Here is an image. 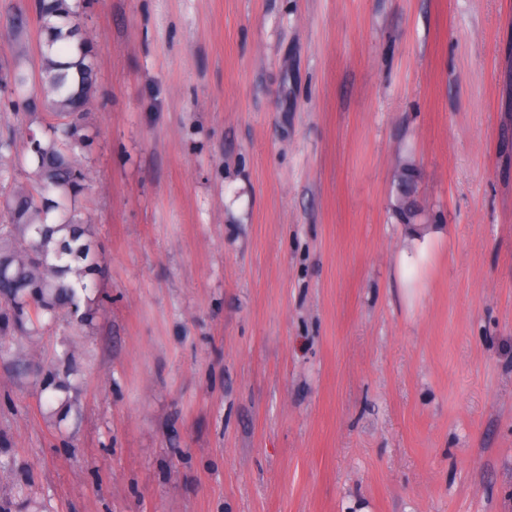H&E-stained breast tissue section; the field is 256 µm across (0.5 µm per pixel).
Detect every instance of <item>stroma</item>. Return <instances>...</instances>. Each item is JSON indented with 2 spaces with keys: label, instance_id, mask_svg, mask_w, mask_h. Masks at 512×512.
<instances>
[{
  "label": "stroma",
  "instance_id": "stroma-1",
  "mask_svg": "<svg viewBox=\"0 0 512 512\" xmlns=\"http://www.w3.org/2000/svg\"><path fill=\"white\" fill-rule=\"evenodd\" d=\"M84 24L105 303L0 364V512H512V0ZM66 349L60 423L34 369ZM416 165L407 159L399 161L394 169L393 183L396 195L393 210L405 224L415 225L423 213L417 198Z\"/></svg>",
  "mask_w": 512,
  "mask_h": 512
}]
</instances>
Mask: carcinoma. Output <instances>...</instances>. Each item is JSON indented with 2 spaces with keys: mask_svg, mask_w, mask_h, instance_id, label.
I'll return each mask as SVG.
<instances>
[{
  "mask_svg": "<svg viewBox=\"0 0 512 512\" xmlns=\"http://www.w3.org/2000/svg\"><path fill=\"white\" fill-rule=\"evenodd\" d=\"M88 0H34L41 63L31 74L23 61L0 59V358L9 364L28 336H42L62 317L93 322L92 297L106 267L81 204L85 161L95 137L90 112L98 90L95 47L84 31ZM30 17L18 7L0 33L20 37ZM416 165L396 164L393 210L405 224L423 213ZM62 356L36 368L44 389L59 387Z\"/></svg>",
  "mask_w": 512,
  "mask_h": 512,
  "instance_id": "obj_1",
  "label": "carcinoma"
}]
</instances>
